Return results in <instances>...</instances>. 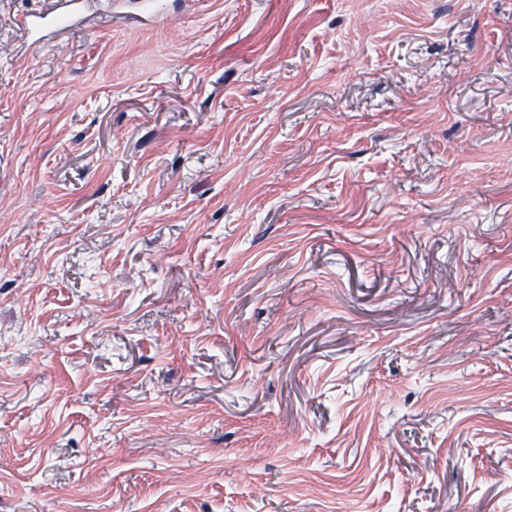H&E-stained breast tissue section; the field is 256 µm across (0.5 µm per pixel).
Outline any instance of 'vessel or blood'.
<instances>
[{
    "label": "vessel or blood",
    "instance_id": "obj_1",
    "mask_svg": "<svg viewBox=\"0 0 512 512\" xmlns=\"http://www.w3.org/2000/svg\"><path fill=\"white\" fill-rule=\"evenodd\" d=\"M170 11L164 0H55L50 10L22 13L18 25L28 49L33 50L95 18L142 29L170 22Z\"/></svg>",
    "mask_w": 512,
    "mask_h": 512
}]
</instances>
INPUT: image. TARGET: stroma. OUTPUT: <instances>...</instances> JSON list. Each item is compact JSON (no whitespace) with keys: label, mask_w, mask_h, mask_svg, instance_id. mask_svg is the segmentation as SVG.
I'll return each instance as SVG.
<instances>
[{"label":"stroma","mask_w":512,"mask_h":512,"mask_svg":"<svg viewBox=\"0 0 512 512\" xmlns=\"http://www.w3.org/2000/svg\"><path fill=\"white\" fill-rule=\"evenodd\" d=\"M0 0V512H512V0ZM52 9L24 12L18 17L28 49L43 47L55 36L84 27L94 18L127 28L168 23L171 3L155 0H54Z\"/></svg>","instance_id":"35a3bbf8"}]
</instances>
